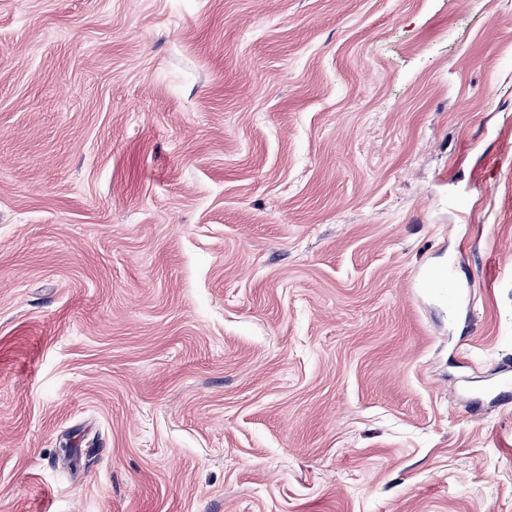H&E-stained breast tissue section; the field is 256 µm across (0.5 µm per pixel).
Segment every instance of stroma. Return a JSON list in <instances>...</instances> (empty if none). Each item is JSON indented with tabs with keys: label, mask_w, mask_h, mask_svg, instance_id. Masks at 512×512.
I'll return each mask as SVG.
<instances>
[{
	"label": "stroma",
	"mask_w": 512,
	"mask_h": 512,
	"mask_svg": "<svg viewBox=\"0 0 512 512\" xmlns=\"http://www.w3.org/2000/svg\"><path fill=\"white\" fill-rule=\"evenodd\" d=\"M506 377L512 0H0V512H512Z\"/></svg>",
	"instance_id": "1"
}]
</instances>
